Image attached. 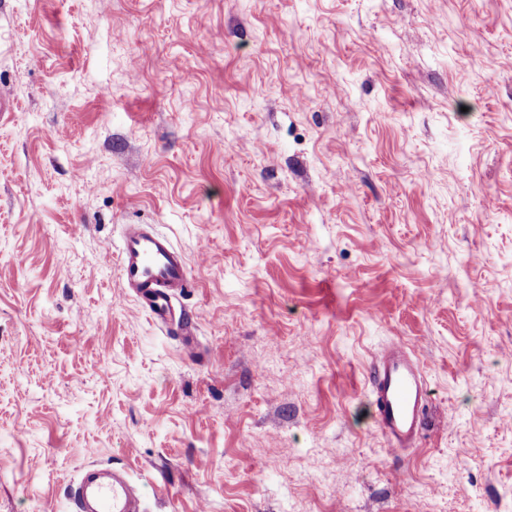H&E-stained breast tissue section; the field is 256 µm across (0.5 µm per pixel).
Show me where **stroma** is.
Masks as SVG:
<instances>
[{
    "instance_id": "obj_1",
    "label": "stroma",
    "mask_w": 512,
    "mask_h": 512,
    "mask_svg": "<svg viewBox=\"0 0 512 512\" xmlns=\"http://www.w3.org/2000/svg\"><path fill=\"white\" fill-rule=\"evenodd\" d=\"M1 104L0 512H71L91 448L145 512H512V0H0ZM118 266L121 278L140 298L150 318L159 326L180 329L182 309L175 301L187 286L186 264L170 239L142 224H125ZM375 423L394 452L415 447L424 425L429 388L420 363L399 348L371 364Z\"/></svg>"
}]
</instances>
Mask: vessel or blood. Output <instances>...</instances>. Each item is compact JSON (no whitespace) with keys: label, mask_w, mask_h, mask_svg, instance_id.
Segmentation results:
<instances>
[{"label":"vessel or blood","mask_w":512,"mask_h":512,"mask_svg":"<svg viewBox=\"0 0 512 512\" xmlns=\"http://www.w3.org/2000/svg\"><path fill=\"white\" fill-rule=\"evenodd\" d=\"M121 278L159 326L182 327L175 301L187 286L186 264L170 239L140 224L124 227ZM376 426L392 451L415 447L424 425L429 388L420 363L401 349L377 358L369 371ZM74 512H144L143 491L125 469L97 461L82 466L67 487Z\"/></svg>","instance_id":"vessel-or-blood-1"}]
</instances>
